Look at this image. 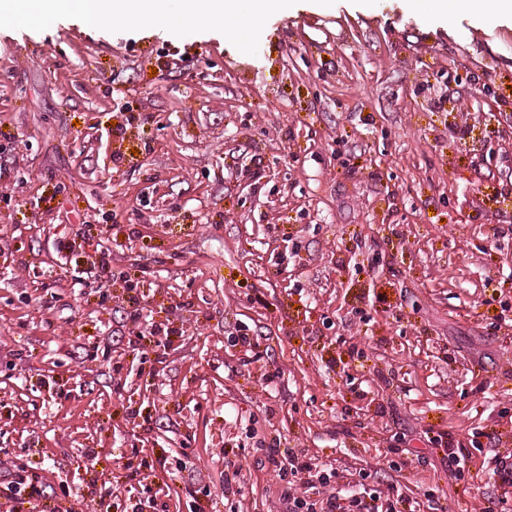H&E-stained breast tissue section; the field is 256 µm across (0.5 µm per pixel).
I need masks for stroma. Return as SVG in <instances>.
Instances as JSON below:
<instances>
[{
	"label": "stroma",
	"instance_id": "stroma-1",
	"mask_svg": "<svg viewBox=\"0 0 512 512\" xmlns=\"http://www.w3.org/2000/svg\"><path fill=\"white\" fill-rule=\"evenodd\" d=\"M195 2L0 25V472L62 512H285L271 447L329 474L311 502L512 510L475 474L512 452V151L448 131L512 111V16L287 0L244 49Z\"/></svg>",
	"mask_w": 512,
	"mask_h": 512
}]
</instances>
